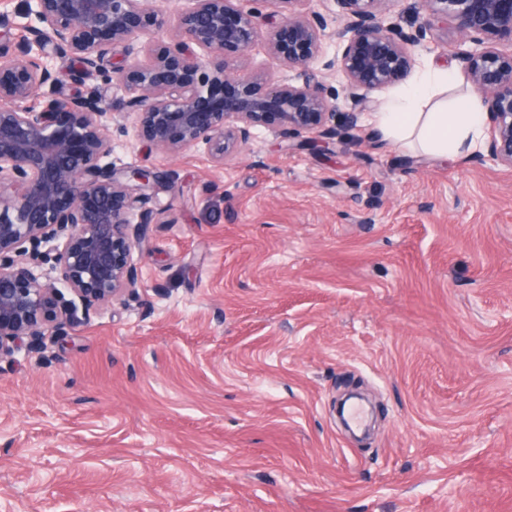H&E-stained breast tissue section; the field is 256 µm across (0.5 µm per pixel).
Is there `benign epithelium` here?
Wrapping results in <instances>:
<instances>
[{"instance_id": "obj_1", "label": "benign epithelium", "mask_w": 512, "mask_h": 512, "mask_svg": "<svg viewBox=\"0 0 512 512\" xmlns=\"http://www.w3.org/2000/svg\"><path fill=\"white\" fill-rule=\"evenodd\" d=\"M187 2L172 13L152 0H26L21 56L0 47V355L76 329L137 286L142 224L132 218L144 191L173 178L112 162L109 130L123 115L98 90L43 91L57 57L78 61L75 81L100 76L125 93L137 140L171 153L204 145L220 165L253 127L301 134L342 114L335 134L361 128L369 94L407 79L438 47L433 31L450 23L460 35L453 55L488 116L477 156L512 167V52L493 46L512 43V0H405L397 14L383 0H331L326 15L308 11L310 0ZM148 31L173 38L136 41ZM259 46L307 79L246 72L232 57ZM319 64L341 76V89L325 84ZM50 241L46 273L24 259V244Z\"/></svg>"}]
</instances>
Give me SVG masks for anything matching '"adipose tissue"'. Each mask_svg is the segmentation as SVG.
Instances as JSON below:
<instances>
[{
  "label": "adipose tissue",
  "mask_w": 512,
  "mask_h": 512,
  "mask_svg": "<svg viewBox=\"0 0 512 512\" xmlns=\"http://www.w3.org/2000/svg\"><path fill=\"white\" fill-rule=\"evenodd\" d=\"M374 122L399 148L438 159L467 156L483 143L480 97L459 91L455 75L435 66L389 93Z\"/></svg>",
  "instance_id": "adipose-tissue-1"
}]
</instances>
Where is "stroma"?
I'll return each instance as SVG.
<instances>
[{
  "instance_id": "35a3bbf8",
  "label": "stroma",
  "mask_w": 512,
  "mask_h": 512,
  "mask_svg": "<svg viewBox=\"0 0 512 512\" xmlns=\"http://www.w3.org/2000/svg\"><path fill=\"white\" fill-rule=\"evenodd\" d=\"M112 160L136 288L0 357V512H512V168L252 129ZM368 395V435L336 417Z\"/></svg>"
}]
</instances>
